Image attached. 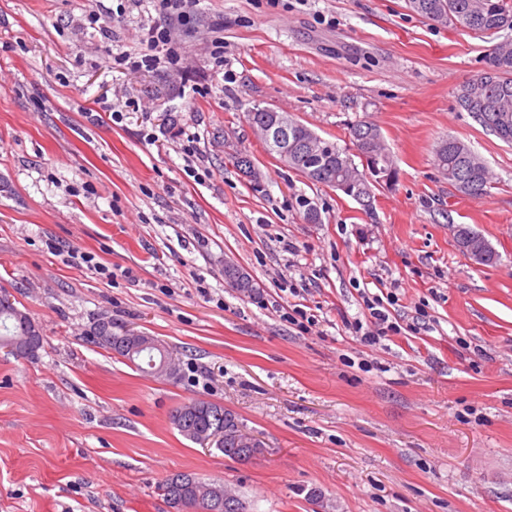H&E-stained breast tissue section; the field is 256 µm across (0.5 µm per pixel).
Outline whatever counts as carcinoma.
Instances as JSON below:
<instances>
[{"instance_id": "cac0c4a2", "label": "carcinoma", "mask_w": 512, "mask_h": 512, "mask_svg": "<svg viewBox=\"0 0 512 512\" xmlns=\"http://www.w3.org/2000/svg\"><path fill=\"white\" fill-rule=\"evenodd\" d=\"M409 7L428 20L443 26L462 28L479 37L492 36L501 31L512 30V0H408ZM456 102L458 107L470 114L487 131L506 144L512 145V46L499 44L486 54L484 69L477 77L460 86ZM290 138L298 142L295 153L288 162L289 170L305 177L313 184L329 188L342 178L345 170L358 169L364 182L351 186L354 193H366L368 203L362 210H373L374 184L385 181L387 164L381 159L388 151L384 137L375 125L359 120L350 125L349 136L353 149L341 148L336 143L321 138L319 152L312 153L303 148L311 129L293 117H288ZM375 142V149L368 144ZM375 159L367 163H356L367 152ZM233 165L246 177H253L254 162L247 150L239 149L230 154ZM434 165L446 177L448 184L460 194L474 200L487 193L490 171L485 161L465 142L450 137L441 141L434 153ZM131 331L118 327V331L95 327L94 336L102 347L124 358L143 372L151 370V364H160L162 359L173 357L169 345L154 338L151 346L137 348L132 343ZM14 344L21 355L33 357L41 347L39 329L14 303L0 301V346ZM170 419L178 432L186 439L199 443L201 435L213 429L224 430V443L217 450L232 459H238L236 432L238 426L224 428V407L209 401L183 402L171 413ZM161 491L173 512H245L244 502L235 497V508H224V483L205 481L192 474H183L176 482L173 477L164 480Z\"/></svg>"}]
</instances>
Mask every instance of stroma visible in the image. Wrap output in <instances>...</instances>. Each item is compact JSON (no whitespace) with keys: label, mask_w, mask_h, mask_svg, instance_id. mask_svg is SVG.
Masks as SVG:
<instances>
[{"label":"stroma","mask_w":512,"mask_h":512,"mask_svg":"<svg viewBox=\"0 0 512 512\" xmlns=\"http://www.w3.org/2000/svg\"><path fill=\"white\" fill-rule=\"evenodd\" d=\"M112 3L0 0V290L42 336L31 358L0 348V512H170L160 485L179 472L223 481L247 512H512V145L456 104L496 37L407 0H190L179 65L134 74L103 59L139 49L154 11L143 0L109 33L90 27ZM256 105L342 147L349 124H375L398 182L365 214L281 168L247 122ZM183 128L202 179L185 172ZM448 136L487 163L482 199L435 168ZM457 224L499 262L473 265ZM68 248L112 278L70 266ZM228 262L256 294L228 286ZM364 285L395 289L399 323L424 309L421 331L364 347L347 328ZM297 289L316 310L308 332L281 316ZM102 320L163 339L181 381L98 345ZM190 398L236 412L264 454L181 436L169 414Z\"/></svg>","instance_id":"35a3bbf8"}]
</instances>
